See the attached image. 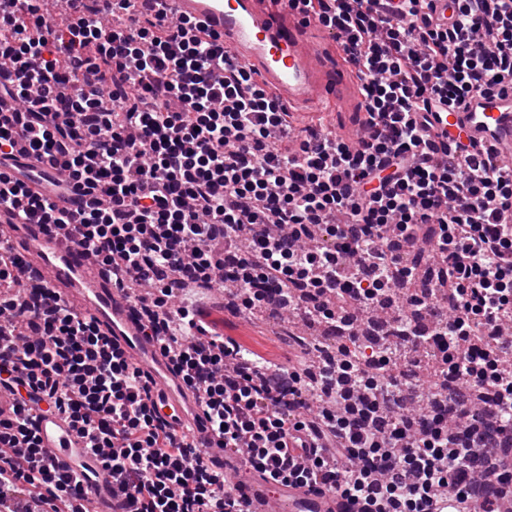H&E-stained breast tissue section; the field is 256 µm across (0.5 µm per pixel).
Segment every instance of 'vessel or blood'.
<instances>
[{
  "label": "vessel or blood",
  "mask_w": 512,
  "mask_h": 512,
  "mask_svg": "<svg viewBox=\"0 0 512 512\" xmlns=\"http://www.w3.org/2000/svg\"><path fill=\"white\" fill-rule=\"evenodd\" d=\"M164 9L179 18L203 21L223 39L235 62L253 72L288 110L363 111V97L348 65L332 61L339 42L316 22L302 20L285 7L269 12L259 0H164ZM437 124L463 128L495 159L512 165V81L503 80L493 92L471 95L460 107L440 113ZM15 236L24 240V258L40 271L47 287L68 281L67 299L111 331L113 345L148 374L154 393L175 407L181 428L198 431L196 393L171 372L159 345L142 336L123 295L114 288L101 289L96 269L71 244L68 230L47 233L41 226L22 224ZM40 434L56 464L79 472L94 512H120L97 463L86 456L67 422L45 413ZM208 454L228 479L242 485L250 512H365L361 500L320 494L305 486L272 487L268 477L245 473L244 459L236 452L212 446Z\"/></svg>",
  "instance_id": "b4317fda"
}]
</instances>
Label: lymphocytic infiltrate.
<instances>
[{
    "label": "lymphocytic infiltrate",
    "instance_id": "lymphocytic-infiltrate-1",
    "mask_svg": "<svg viewBox=\"0 0 512 512\" xmlns=\"http://www.w3.org/2000/svg\"><path fill=\"white\" fill-rule=\"evenodd\" d=\"M341 39L366 105L359 139L291 115L198 20L160 0H0V206L28 224L70 227L123 290L140 328L199 395L202 420L249 471L322 487L388 512H499L512 481V167L435 113L512 77V0H271ZM59 166L36 192L15 155ZM89 194L72 210L54 200ZM0 231V512H90L57 469L41 400L98 458L128 512H249L244 495L157 407L149 379L99 322L23 281ZM243 313L303 311L338 325L376 311L428 310L412 351L439 369L437 396L407 405L414 381L384 350L318 362L264 358L203 317L216 274ZM489 392L476 410L467 392ZM355 407L337 410L344 390Z\"/></svg>",
    "mask_w": 512,
    "mask_h": 512
}]
</instances>
